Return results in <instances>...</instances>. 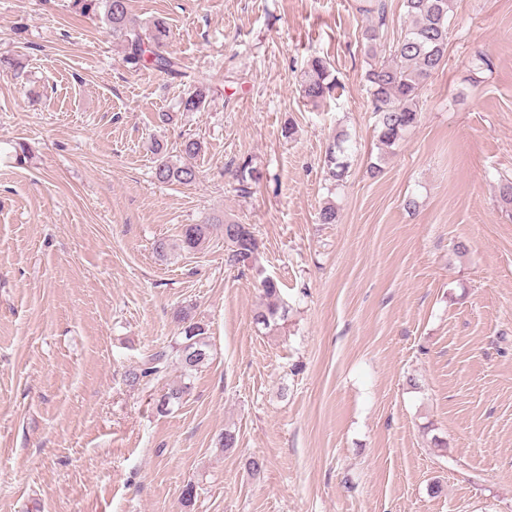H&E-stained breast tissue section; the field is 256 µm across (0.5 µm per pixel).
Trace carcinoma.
<instances>
[{"mask_svg":"<svg viewBox=\"0 0 512 512\" xmlns=\"http://www.w3.org/2000/svg\"><path fill=\"white\" fill-rule=\"evenodd\" d=\"M73 6L88 15L103 11L104 20L112 34L120 37L125 46V62L139 69L151 66L169 76L180 74L179 60L159 52L168 38L166 23L155 19L144 28H136L128 19L127 0H73ZM406 27L404 34L392 44L387 59L371 65L366 73L368 93L376 120V137L380 150L386 152L399 144L420 121L419 96L425 83L445 63L448 51L449 19L452 0H404ZM360 11L368 17L378 18V24L366 31V39H378L377 26L384 25L385 0H364ZM338 82L331 77L325 60L311 61L302 79V97L311 104H318L333 95ZM210 89L201 85L194 88L180 101L184 112L198 111L209 95ZM338 134L325 152L324 167L327 179L338 186L349 175L350 162L344 143ZM202 143L188 140L183 143L176 157L161 156L155 166V178L164 184L188 185L195 182L198 171L196 158L202 152ZM261 173L250 164H244L236 173L237 191L250 193L252 184L259 181ZM213 224H186L182 228L179 247L198 249L212 233ZM224 242L227 243L226 265L254 270L261 275L259 286L265 299L255 313L254 322L265 329L274 330L278 321L285 319L286 307L276 280L262 275L258 267L262 243L247 224L224 225ZM175 319L184 324L182 341L172 351H158L148 355L138 369L128 373V381L137 384L145 378L164 375L170 363L180 366L183 375L190 376L211 359L209 336L206 327L194 320L191 309L182 307ZM187 384L173 385L162 395L160 412L181 401Z\"/></svg>","mask_w":512,"mask_h":512,"instance_id":"1","label":"carcinoma"}]
</instances>
